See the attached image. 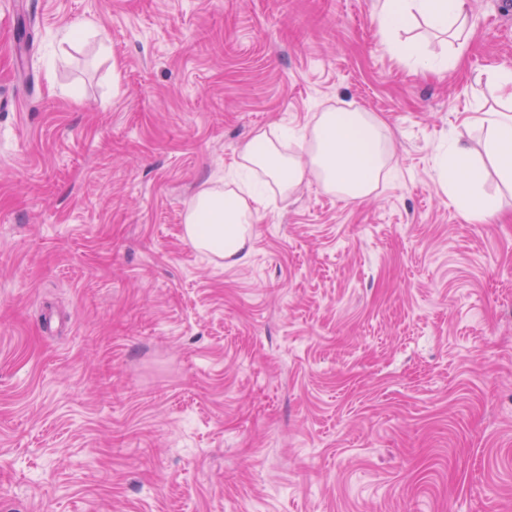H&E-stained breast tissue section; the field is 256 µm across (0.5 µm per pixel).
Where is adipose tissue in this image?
I'll return each instance as SVG.
<instances>
[{
    "instance_id": "obj_1",
    "label": "adipose tissue",
    "mask_w": 512,
    "mask_h": 512,
    "mask_svg": "<svg viewBox=\"0 0 512 512\" xmlns=\"http://www.w3.org/2000/svg\"><path fill=\"white\" fill-rule=\"evenodd\" d=\"M373 19L388 54L400 62L414 58V43L405 33L417 20L461 45L470 34L466 0H378ZM488 81L506 97L508 107L487 111L480 119L486 130L485 162L476 161L471 148L456 139L448 145L440 173L446 195L477 221L497 216L506 194H512V70H491ZM391 145L387 124L361 109H329L315 115L294 152L287 151L279 129L257 130L236 161L237 168L252 175L253 184L233 189L220 181L206 183L184 214V238L225 265L242 263L250 254L251 228L263 202L260 189L285 198L312 177L326 193L342 200H367L392 170ZM491 173L502 192H485Z\"/></svg>"
}]
</instances>
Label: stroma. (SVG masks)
Returning a JSON list of instances; mask_svg holds the SVG:
<instances>
[{"instance_id":"stroma-1","label":"stroma","mask_w":512,"mask_h":512,"mask_svg":"<svg viewBox=\"0 0 512 512\" xmlns=\"http://www.w3.org/2000/svg\"><path fill=\"white\" fill-rule=\"evenodd\" d=\"M375 0H15L0 19V512H512V209L483 155L512 10L441 74ZM93 34L66 37L75 25ZM360 108L394 177L260 207L246 263L183 214L256 130ZM488 170L474 158L471 148L455 139L448 145V160H444L440 183L448 197L474 220L483 221L497 216L504 208L502 193L484 191Z\"/></svg>"}]
</instances>
